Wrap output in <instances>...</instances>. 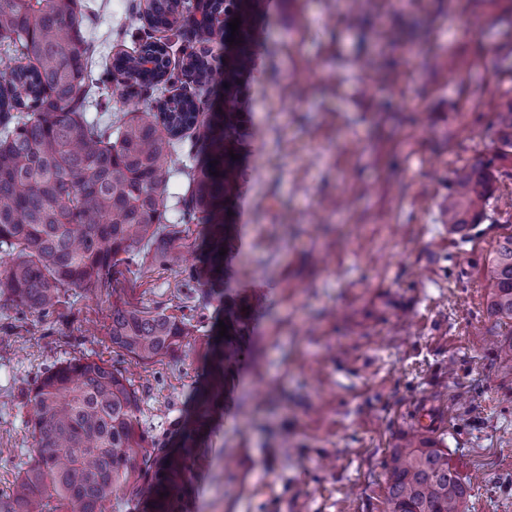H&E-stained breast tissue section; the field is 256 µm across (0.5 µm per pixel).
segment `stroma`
I'll return each instance as SVG.
<instances>
[{"label": "stroma", "mask_w": 512, "mask_h": 512, "mask_svg": "<svg viewBox=\"0 0 512 512\" xmlns=\"http://www.w3.org/2000/svg\"><path fill=\"white\" fill-rule=\"evenodd\" d=\"M91 36L133 0H100ZM258 65L238 137L245 173L224 301L188 299L176 269L69 289L58 319L0 300V490L32 455L21 393L46 365L120 360L151 433L188 418L206 342L246 334L191 463L183 512H386L385 463L431 413L467 512H512V374L495 362L484 268L512 234V162L487 217L449 230L456 171L498 147L512 94V0H249ZM194 313L195 336L149 368L117 358L113 304Z\"/></svg>", "instance_id": "1"}]
</instances>
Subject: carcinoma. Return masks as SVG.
Wrapping results in <instances>:
<instances>
[{"mask_svg": "<svg viewBox=\"0 0 512 512\" xmlns=\"http://www.w3.org/2000/svg\"><path fill=\"white\" fill-rule=\"evenodd\" d=\"M222 13L224 0H151L144 13L131 6L119 35L138 47L116 55L94 80L102 47L87 35L86 24L96 21L88 0H0V253L9 257L0 297L20 313L51 318L67 289L89 290L120 264L139 272L176 267L203 304L224 285V211L242 177L229 155L237 126L233 113L209 112L202 99L216 82L207 44L224 41V27L208 15ZM161 29L176 42L155 38ZM177 42L182 58L173 66ZM176 84L178 93L157 95ZM136 97L151 104L133 112L112 105ZM92 106L110 117H89ZM498 108L496 153L452 183L453 231L483 221L496 163L512 158V98ZM176 172L187 184L177 196L178 221L169 224L165 201ZM185 224L205 225L202 270L184 264ZM485 279L489 316L512 321V234L498 241ZM110 320L112 350L145 367L198 331L194 317L177 319L159 305L114 306ZM227 344L206 345L211 388L195 419L177 429L179 448L141 427L139 390L115 364L85 354L45 366L25 394L37 452L0 491V512H102L132 482L150 494L153 512H178L195 437L224 394L236 353ZM496 362L512 373L511 340L500 344ZM386 466L388 512H466L469 483L442 441L415 430L391 449Z\"/></svg>", "mask_w": 512, "mask_h": 512, "instance_id": "1", "label": "carcinoma"}]
</instances>
